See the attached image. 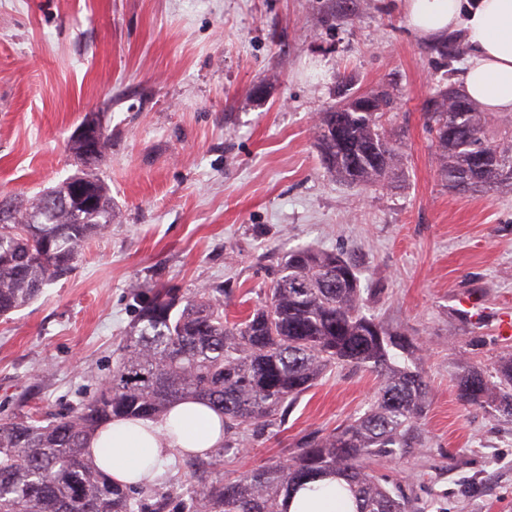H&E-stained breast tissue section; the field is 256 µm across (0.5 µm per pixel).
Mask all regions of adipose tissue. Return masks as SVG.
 Returning <instances> with one entry per match:
<instances>
[{
    "label": "adipose tissue",
    "mask_w": 512,
    "mask_h": 512,
    "mask_svg": "<svg viewBox=\"0 0 512 512\" xmlns=\"http://www.w3.org/2000/svg\"><path fill=\"white\" fill-rule=\"evenodd\" d=\"M407 29L418 40L437 41L462 32L467 47L456 79L484 111L512 113V0H404ZM224 442L221 417L184 400L164 418L118 420L89 440L95 464L121 484L140 480L149 464L202 455ZM287 512H355L336 497V480L318 478L291 492Z\"/></svg>",
    "instance_id": "1"
}]
</instances>
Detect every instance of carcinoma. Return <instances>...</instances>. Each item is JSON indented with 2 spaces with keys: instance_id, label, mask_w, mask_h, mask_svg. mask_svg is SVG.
Returning a JSON list of instances; mask_svg holds the SVG:
<instances>
[{
  "instance_id": "cac0c4a2",
  "label": "carcinoma",
  "mask_w": 512,
  "mask_h": 512,
  "mask_svg": "<svg viewBox=\"0 0 512 512\" xmlns=\"http://www.w3.org/2000/svg\"><path fill=\"white\" fill-rule=\"evenodd\" d=\"M324 112L315 128L322 161L357 186L383 184L398 171L399 146L380 123L393 108L385 91ZM439 171L449 186L480 192L512 186V123L488 134L490 119L470 98L439 84L425 103ZM112 194L96 166H85L37 201H14L0 218V317L34 301L52 279L68 274L84 246L112 224ZM357 269L336 253L288 251L261 307L239 322L206 289L133 291L134 321L112 374L98 392L46 421L0 418V512H285L288 491L316 478L340 481L356 512H411L377 474L382 462L405 463L422 444L428 391L412 340L365 313ZM362 368L379 380L362 414L301 438L283 462L224 481V457L244 450L255 426L283 413L329 368ZM459 395L512 417V358L495 379L472 372ZM206 401L224 416L231 439L189 458V480L176 484L160 465L134 487L113 482L88 457L87 441L115 418L158 419L176 402Z\"/></svg>"
}]
</instances>
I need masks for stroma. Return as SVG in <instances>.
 Segmentation results:
<instances>
[{
	"mask_svg": "<svg viewBox=\"0 0 512 512\" xmlns=\"http://www.w3.org/2000/svg\"><path fill=\"white\" fill-rule=\"evenodd\" d=\"M413 39L402 0H0V196L35 200L75 174L70 142L97 115L115 207L74 271L0 317V415L67 412L110 375L146 283L225 290L224 316L258 308L290 249L342 254L369 314L419 346L424 446L380 475L413 512H512V420L458 397L512 355V188L479 196L441 179L423 106L452 79ZM388 91L381 123L402 152L380 186L325 169L313 138L344 91ZM379 387L327 371L284 423L250 433L225 480L363 412Z\"/></svg>",
	"mask_w": 512,
	"mask_h": 512,
	"instance_id": "1",
	"label": "stroma"
}]
</instances>
